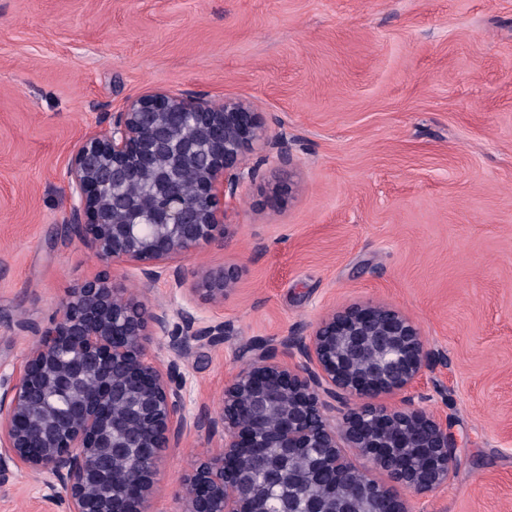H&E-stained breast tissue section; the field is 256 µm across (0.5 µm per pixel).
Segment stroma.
<instances>
[{
  "label": "stroma",
  "mask_w": 512,
  "mask_h": 512,
  "mask_svg": "<svg viewBox=\"0 0 512 512\" xmlns=\"http://www.w3.org/2000/svg\"><path fill=\"white\" fill-rule=\"evenodd\" d=\"M154 89L246 100L294 159L255 153L224 242L184 261L239 273L223 308L198 305L234 333L182 363L190 412L217 415L246 347L385 302L444 351L423 405L458 438L452 480L413 512H512V0H0V392L33 326L108 270L63 223L69 160ZM221 436L169 449L151 512H179ZM43 494L13 470L0 512H64Z\"/></svg>",
  "instance_id": "35a3bbf8"
}]
</instances>
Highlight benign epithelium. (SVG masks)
Listing matches in <instances>:
<instances>
[{
    "mask_svg": "<svg viewBox=\"0 0 512 512\" xmlns=\"http://www.w3.org/2000/svg\"><path fill=\"white\" fill-rule=\"evenodd\" d=\"M267 147L291 169L288 139L271 140L246 101L152 92L129 99L83 137L67 168L75 204L63 224L101 259L160 281L178 307L150 304L98 275L72 289L61 314L32 327L15 381L0 395V481L10 467L38 476L67 512H147L168 448L190 428H221V443L184 476L181 512H410L403 492L434 493L458 448L448 418L415 403L442 352L384 303H351L267 345L224 384L218 417L190 415L181 363L218 345L231 325L194 311L236 291L231 269L187 278L182 262L224 242L227 200L255 179L250 155ZM165 339L166 368L149 354ZM397 396L393 405L379 402ZM342 413L336 425L335 412ZM383 473L382 483L348 450Z\"/></svg>",
    "mask_w": 512,
    "mask_h": 512,
    "instance_id": "obj_1",
    "label": "benign epithelium"
}]
</instances>
